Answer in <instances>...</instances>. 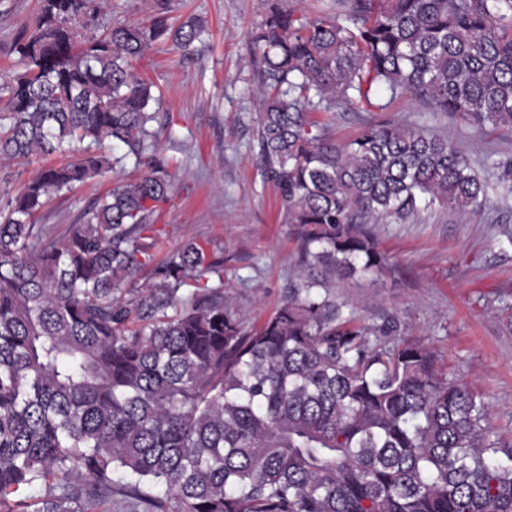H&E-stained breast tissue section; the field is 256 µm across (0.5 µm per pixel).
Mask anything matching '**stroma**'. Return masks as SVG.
<instances>
[{
	"label": "stroma",
	"instance_id": "35a3bbf8",
	"mask_svg": "<svg viewBox=\"0 0 512 512\" xmlns=\"http://www.w3.org/2000/svg\"><path fill=\"white\" fill-rule=\"evenodd\" d=\"M38 0H0V66L11 62L15 31L31 23ZM267 0H175L172 18L196 15L210 36L202 51L185 56L171 45L148 51L138 69L161 96L155 149L168 158L176 188L157 226L155 258L195 237L224 250V293L245 328L259 326L288 295L295 263L293 228L268 180L258 143L259 106L250 40ZM389 117L418 123L470 150L481 174L512 158V135L475 133L426 112L405 96L387 113L335 112L332 137L353 138L363 123ZM60 154L0 159V204ZM132 162L106 177L52 198L38 221L60 237L83 209L119 180L138 177ZM374 232L391 257L388 270L337 283L334 294L361 324H400V340L424 343L439 364L459 373L490 405L491 427L512 441V210L490 207L459 216L436 205L406 224H378Z\"/></svg>",
	"mask_w": 512,
	"mask_h": 512
}]
</instances>
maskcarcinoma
Here are the masks:
<instances>
[{"label":"carcinoma","instance_id":"cac0c4a2","mask_svg":"<svg viewBox=\"0 0 512 512\" xmlns=\"http://www.w3.org/2000/svg\"><path fill=\"white\" fill-rule=\"evenodd\" d=\"M104 8L40 0L0 73V158L72 157L0 207V512H112L116 496L120 512H512V442L484 399L331 292L387 265L373 224L511 209L512 160L491 182L425 127L370 122L339 143L310 119L410 95L512 132V0H331L315 18L271 0L251 38L258 140L295 225V281L254 331L211 242L149 264L175 182L149 153L157 97L136 65L155 42L191 54L206 24L172 22V0L145 23ZM107 141L145 171L48 236L34 218L109 171Z\"/></svg>","mask_w":512,"mask_h":512}]
</instances>
